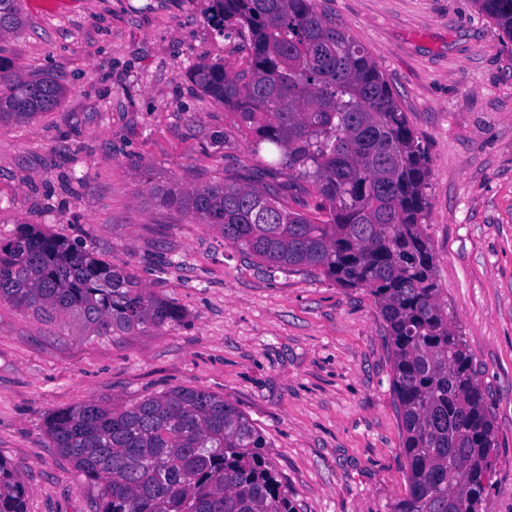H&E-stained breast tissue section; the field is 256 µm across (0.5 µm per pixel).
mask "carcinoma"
<instances>
[{
  "label": "carcinoma",
  "mask_w": 512,
  "mask_h": 512,
  "mask_svg": "<svg viewBox=\"0 0 512 512\" xmlns=\"http://www.w3.org/2000/svg\"><path fill=\"white\" fill-rule=\"evenodd\" d=\"M512 40V0H475ZM207 22L247 41L238 71L216 61L191 74L252 134L262 169L196 189H157L165 205L208 224L269 268L317 270L378 305L393 357L406 492L393 512H480L495 451L492 413L466 345L440 300L423 219L425 151L364 48L315 0H211ZM24 26L0 0V37ZM65 89L26 78L0 56V124L54 110ZM315 199L313 213L279 195ZM50 322L72 314L96 336L181 319L137 276L22 224L0 243V302ZM46 433L98 483L96 512H295L258 428L231 402L181 387L130 405L85 401L52 414ZM28 489L0 458V512H26Z\"/></svg>",
  "instance_id": "cac0c4a2"
}]
</instances>
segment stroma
I'll return each instance as SVG.
<instances>
[{
    "instance_id": "35a3bbf8",
    "label": "stroma",
    "mask_w": 512,
    "mask_h": 512,
    "mask_svg": "<svg viewBox=\"0 0 512 512\" xmlns=\"http://www.w3.org/2000/svg\"><path fill=\"white\" fill-rule=\"evenodd\" d=\"M0 38L57 108L0 125V241L18 225L134 272L183 312L92 336L73 316L0 303V458L27 512H95L100 487L58 454L49 415L175 387L224 397L264 435L295 512H392L406 489L393 359L373 297L314 272H267L156 187L252 176L250 137L191 78L239 68L210 0H20ZM363 46L428 160L424 231L441 301L494 417L481 512H512V41L475 0H316Z\"/></svg>"
}]
</instances>
